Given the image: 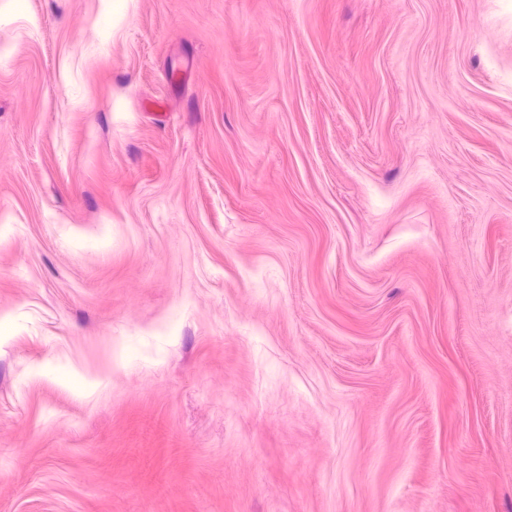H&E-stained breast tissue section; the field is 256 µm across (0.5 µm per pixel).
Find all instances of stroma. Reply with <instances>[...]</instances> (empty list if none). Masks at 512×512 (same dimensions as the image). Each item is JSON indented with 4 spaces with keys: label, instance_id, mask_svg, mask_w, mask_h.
<instances>
[{
    "label": "stroma",
    "instance_id": "stroma-1",
    "mask_svg": "<svg viewBox=\"0 0 512 512\" xmlns=\"http://www.w3.org/2000/svg\"><path fill=\"white\" fill-rule=\"evenodd\" d=\"M0 512H512V0H0Z\"/></svg>",
    "mask_w": 512,
    "mask_h": 512
}]
</instances>
